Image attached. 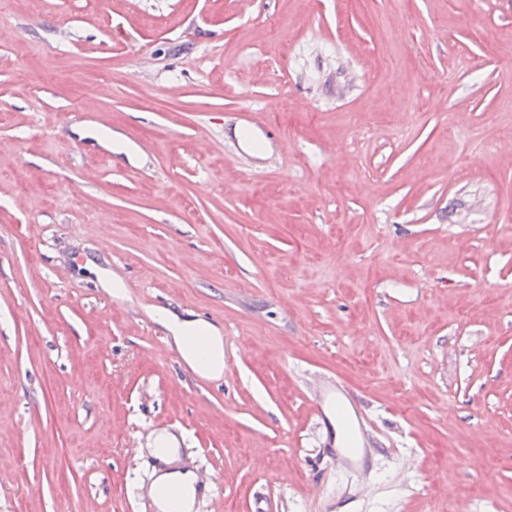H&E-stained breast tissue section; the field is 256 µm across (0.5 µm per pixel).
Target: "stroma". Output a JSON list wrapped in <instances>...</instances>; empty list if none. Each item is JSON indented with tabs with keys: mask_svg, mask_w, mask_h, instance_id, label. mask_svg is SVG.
Wrapping results in <instances>:
<instances>
[{
	"mask_svg": "<svg viewBox=\"0 0 512 512\" xmlns=\"http://www.w3.org/2000/svg\"><path fill=\"white\" fill-rule=\"evenodd\" d=\"M509 100L512 0H13L0 512H149L162 432L199 512H512ZM164 311L221 329L223 379ZM326 377L364 472L326 456ZM314 402L320 412L327 405L335 415L337 427L347 435L348 448L339 455V459L345 461L350 468L357 469L369 453V448L362 447L368 429L364 417L349 406L350 398L344 383L336 379L328 380L315 392Z\"/></svg>",
	"mask_w": 512,
	"mask_h": 512,
	"instance_id": "1",
	"label": "stroma"
}]
</instances>
